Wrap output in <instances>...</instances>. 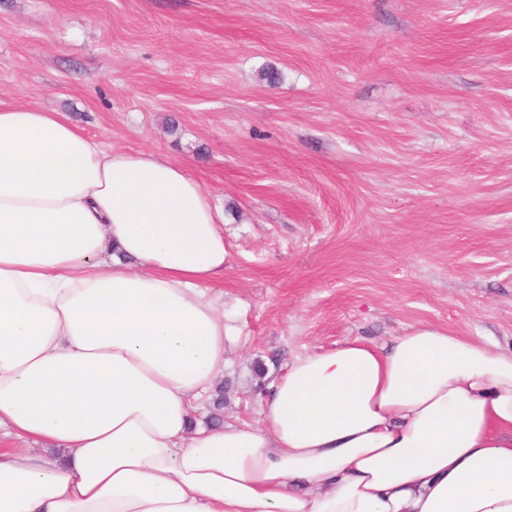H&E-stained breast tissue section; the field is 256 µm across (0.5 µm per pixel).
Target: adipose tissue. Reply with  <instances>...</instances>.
Masks as SVG:
<instances>
[{"instance_id":"adipose-tissue-1","label":"adipose tissue","mask_w":512,"mask_h":512,"mask_svg":"<svg viewBox=\"0 0 512 512\" xmlns=\"http://www.w3.org/2000/svg\"><path fill=\"white\" fill-rule=\"evenodd\" d=\"M181 165L0 107V512H512V349L420 326L296 357L193 425L237 334Z\"/></svg>"}]
</instances>
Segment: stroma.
<instances>
[{
	"instance_id": "1",
	"label": "stroma",
	"mask_w": 512,
	"mask_h": 512,
	"mask_svg": "<svg viewBox=\"0 0 512 512\" xmlns=\"http://www.w3.org/2000/svg\"><path fill=\"white\" fill-rule=\"evenodd\" d=\"M18 105L210 192L227 422L263 425L259 361L422 325L512 348V0H0Z\"/></svg>"
}]
</instances>
